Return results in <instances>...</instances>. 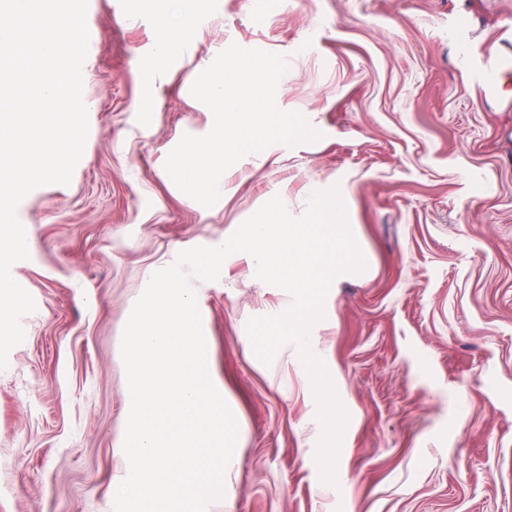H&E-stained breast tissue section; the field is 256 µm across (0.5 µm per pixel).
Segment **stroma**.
I'll use <instances>...</instances> for the list:
<instances>
[{"label":"stroma","instance_id":"stroma-1","mask_svg":"<svg viewBox=\"0 0 512 512\" xmlns=\"http://www.w3.org/2000/svg\"><path fill=\"white\" fill-rule=\"evenodd\" d=\"M271 2L260 17L251 0H212L188 50L157 64L147 8L88 0L83 156L69 184L17 207L30 246L11 275L36 309L0 370V512H114L131 405L121 340L151 276L273 197L299 217L333 187L365 260L333 281L309 333L349 417L337 483L320 479L296 347L267 365L247 333L292 298L238 252L218 280L192 282L238 429L207 512H512V89L484 93L465 63L512 47V0ZM233 43L284 58L276 104L321 137L246 155L207 208L164 164L204 132L190 89Z\"/></svg>","mask_w":512,"mask_h":512}]
</instances>
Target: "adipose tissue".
<instances>
[{"label": "adipose tissue", "mask_w": 512, "mask_h": 512, "mask_svg": "<svg viewBox=\"0 0 512 512\" xmlns=\"http://www.w3.org/2000/svg\"><path fill=\"white\" fill-rule=\"evenodd\" d=\"M147 9L159 24L154 54L164 60L184 48L185 29L205 20L209 0H144Z\"/></svg>", "instance_id": "ef3b65f1"}]
</instances>
